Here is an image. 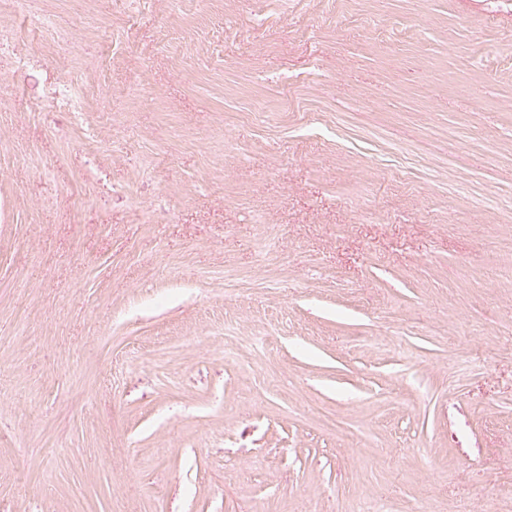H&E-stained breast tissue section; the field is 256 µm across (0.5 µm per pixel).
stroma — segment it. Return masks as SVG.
<instances>
[{"instance_id":"stroma-1","label":"stroma","mask_w":512,"mask_h":512,"mask_svg":"<svg viewBox=\"0 0 512 512\" xmlns=\"http://www.w3.org/2000/svg\"><path fill=\"white\" fill-rule=\"evenodd\" d=\"M511 259L512 0H0V512H512Z\"/></svg>"}]
</instances>
